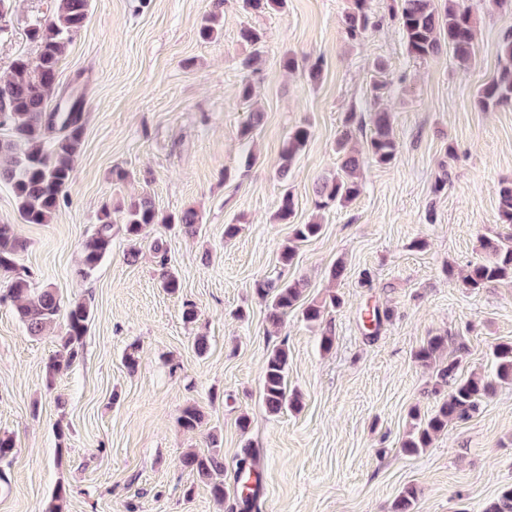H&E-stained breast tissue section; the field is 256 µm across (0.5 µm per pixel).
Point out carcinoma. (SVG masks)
Listing matches in <instances>:
<instances>
[{"instance_id":"obj_1","label":"carcinoma","mask_w":512,"mask_h":512,"mask_svg":"<svg viewBox=\"0 0 512 512\" xmlns=\"http://www.w3.org/2000/svg\"><path fill=\"white\" fill-rule=\"evenodd\" d=\"M90 0H57L54 15L36 23L30 30L31 40L38 44L36 58L20 57L13 62L10 75L0 80V183L8 186L15 198L17 212L23 224H49L72 181L75 159L84 134V114L80 112L81 97L74 101L52 102L58 86L59 63L74 36L88 18ZM224 0H215V12L201 25L199 35L211 40L217 35L215 26L218 10ZM399 26L409 53L426 58L438 53L443 44L452 49L458 63L468 65L475 54L477 27L462 0H399ZM343 25L349 39L358 40L370 27L372 20L368 0H349L343 14ZM477 107L488 111L512 103V30L505 32L499 42V66L491 80L484 83L475 95ZM355 115L349 113L336 139V154L340 166L323 176L315 189V210L344 206L355 200L362 190L360 168L362 152L378 164H391L397 154L390 114L377 113L374 129L366 141L365 150L355 142ZM310 130L296 127L288 137L283 151V163L278 170L281 180L288 179L293 159L306 147ZM122 214V224L112 223V212L104 207L98 224L82 243L76 276L88 277L112 252L114 231L121 232L130 242L126 259L134 263L139 258L141 244L147 239L152 224H167L188 237L202 233V216L188 207L177 213L159 215L146 194L132 197L116 208ZM499 223L512 225V181L501 183L498 190ZM323 225L313 218L296 224L292 237L282 246L280 259L292 264L298 244L318 237ZM23 243L13 225L0 224V277L8 279V297L15 314L32 336H41L64 319L60 337L61 350L46 366V382L53 380L62 369L71 366L82 355L83 340L92 320V310L84 299L64 302L51 288L33 287L29 270L19 263ZM156 266L160 271V286L171 294L181 288L178 275L168 267V252L163 242L151 244ZM483 256L469 263L463 276L465 287L478 292L494 283L512 281V235H485L481 238ZM254 293L267 302L268 320L272 326L282 324L288 314L302 308L303 319L311 325L322 323L327 307L340 305V298L329 295L327 301L302 302L303 288L298 281L262 280L254 283ZM448 337L432 336L414 353V359L431 371L434 394L446 387L448 392L437 409L427 415L412 409L408 412L410 428L401 448L408 455H418L430 447L433 437L448 428V424L470 419L482 399L497 384L512 385V343L501 342L492 347L495 374L489 378L479 373L459 374L458 359L439 358L447 346ZM290 358L285 343L273 347L264 366L263 401L270 414L299 405V398L288 391ZM204 413L196 406L184 408L178 418L180 427L194 431L203 423ZM184 468L194 472L209 485L214 498L224 499V457L218 449V438L212 437L208 451L191 450L181 457ZM254 451L246 447L238 460L239 472H248L260 483L253 469ZM67 489L58 484L46 512H66ZM416 490L404 488L393 503V512H412ZM483 512H512V486L501 490L498 497Z\"/></svg>"}]
</instances>
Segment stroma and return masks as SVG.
I'll return each mask as SVG.
<instances>
[{"instance_id":"obj_1","label":"stroma","mask_w":512,"mask_h":512,"mask_svg":"<svg viewBox=\"0 0 512 512\" xmlns=\"http://www.w3.org/2000/svg\"><path fill=\"white\" fill-rule=\"evenodd\" d=\"M213 0H90L89 17L60 62L59 91L84 93L85 131L67 197L48 224L20 223L14 198L0 185V224L26 246L18 259L38 286L63 300L85 298L92 322L79 361L45 384L59 349L56 333L29 335L0 285V434L13 454L0 462L8 483L0 512H45L58 484L70 489L69 512H391L403 488L417 490L414 512H481L512 485V386H496L467 421L449 424L430 448L409 456L401 442L408 411L432 412L430 372L414 352L429 337L448 338L447 352L467 375L491 370V345L512 341V284L474 292L461 276L482 255V236L512 233L497 221V189L512 180V106L485 112L478 87L496 73L512 8L464 0L477 23L475 58L463 67L451 50L418 59L406 48L392 0H370L381 24L359 40L342 25L348 0H285L262 15L225 0L221 34L198 35ZM54 0H11L0 14V78L19 57L35 58L29 29ZM264 34L261 61L245 69L251 48L240 38ZM296 61L283 68L284 56ZM321 60L310 83L306 67ZM252 99L241 96L244 83ZM391 112L394 162L365 161L363 189L344 206L314 209L317 181L338 166L336 136L355 113L358 141L369 139L378 109ZM262 119L240 137L252 113ZM311 137L288 180L277 176L290 131ZM454 158H447V146ZM452 178L434 184L442 162ZM121 168L130 177L112 179ZM149 195L167 215L195 208L201 236L156 224L181 280L179 294L158 284L154 257L142 247L128 263L123 235L87 280L77 279L82 241L103 206ZM292 194V223L276 220ZM320 217L319 237L302 243L292 265L281 245L294 225ZM238 234L225 239L224 227ZM343 277L330 280L336 261ZM371 287H363V273ZM302 279L304 301L341 297L323 328L293 312L269 326L256 281ZM196 322L182 319L184 301ZM391 310L377 336L361 322L366 302ZM331 330L330 351L320 346ZM208 340L197 354L196 337ZM286 343L289 389L300 411L269 414L262 402L267 352ZM136 346L139 364L122 362ZM200 407L201 427L184 431L182 410ZM248 416V431L237 420ZM65 438H58V431ZM219 435L223 500L180 464ZM256 454L260 492L244 506L237 472L242 448Z\"/></svg>"}]
</instances>
